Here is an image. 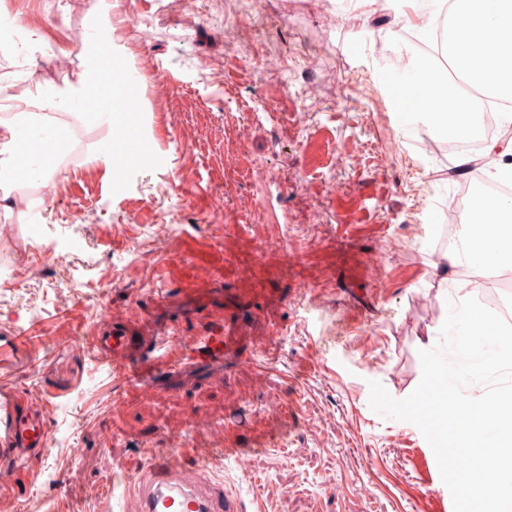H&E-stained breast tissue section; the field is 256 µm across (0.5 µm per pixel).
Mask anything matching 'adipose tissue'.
I'll use <instances>...</instances> for the list:
<instances>
[{
	"label": "adipose tissue",
	"instance_id": "obj_1",
	"mask_svg": "<svg viewBox=\"0 0 512 512\" xmlns=\"http://www.w3.org/2000/svg\"><path fill=\"white\" fill-rule=\"evenodd\" d=\"M393 9L396 23L430 37L435 33V9H445L451 40L443 53L456 73L478 92L512 96V0H357L351 21H367L370 13ZM448 74L436 70L424 57L381 76V83L402 125L428 120L434 137L468 138L482 127V104L476 96H462L448 83ZM137 105L130 83L115 72L92 66L68 88L42 89L29 109L0 123V172L22 182L45 183L54 168L20 148L24 134L41 135L54 148L68 130L62 114L93 116L111 131L127 130ZM476 224L466 226V256L450 255L452 264H466L475 276L494 268L512 267V199H487L477 208Z\"/></svg>",
	"mask_w": 512,
	"mask_h": 512
}]
</instances>
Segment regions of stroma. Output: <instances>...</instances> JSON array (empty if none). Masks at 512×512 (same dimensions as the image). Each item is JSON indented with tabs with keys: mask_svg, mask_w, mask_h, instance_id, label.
I'll use <instances>...</instances> for the list:
<instances>
[{
	"mask_svg": "<svg viewBox=\"0 0 512 512\" xmlns=\"http://www.w3.org/2000/svg\"><path fill=\"white\" fill-rule=\"evenodd\" d=\"M323 2L311 13L301 0H199L189 19L175 0H0V31L43 38L0 56V118L41 87L77 82L88 66L72 41L80 28L136 80L138 140L156 156L113 167L98 155L110 130L89 121L79 163L10 189L0 208L13 238L0 248V339L29 331L0 388L51 406L41 471L0 494V512H104L110 489L133 505L162 448L205 466L243 512H451L431 493L441 477L422 433L372 411L368 383L409 396L449 301L474 294L459 268L434 276L436 237L414 234L454 182L447 162L416 154L378 80L407 48L393 13L340 24L342 0ZM239 15L254 25L237 34ZM60 53L72 72L46 75ZM281 53L287 66L267 76L263 57ZM360 82L370 93L351 92ZM43 191L52 209H40ZM218 195L224 224L209 221ZM131 211L138 222L116 232ZM162 224L175 225L171 239ZM267 238L286 249L261 251ZM161 269L186 297L150 296ZM202 291L238 330L222 386L144 395L96 372L86 347L100 312L135 331L166 318L189 330ZM117 402L129 430L106 445Z\"/></svg>",
	"mask_w": 512,
	"mask_h": 512,
	"instance_id": "obj_1",
	"label": "stroma"
}]
</instances>
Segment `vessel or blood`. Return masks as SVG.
<instances>
[{"instance_id": "1", "label": "vessel or blood", "mask_w": 512, "mask_h": 512, "mask_svg": "<svg viewBox=\"0 0 512 512\" xmlns=\"http://www.w3.org/2000/svg\"><path fill=\"white\" fill-rule=\"evenodd\" d=\"M99 319L107 330L94 334L87 353L114 383L151 394L169 393L201 375L211 386H222L224 338L230 333L223 312L202 318L192 334L178 324L166 323L148 335L131 336L108 313H100ZM47 442L44 411L24 409L15 395L1 392L0 465L35 473ZM138 512H240V507L207 480L204 467L186 468L177 450L169 448L159 452L147 472Z\"/></svg>"}]
</instances>
